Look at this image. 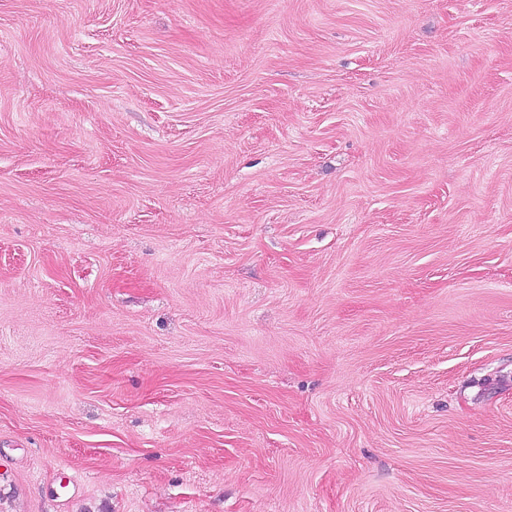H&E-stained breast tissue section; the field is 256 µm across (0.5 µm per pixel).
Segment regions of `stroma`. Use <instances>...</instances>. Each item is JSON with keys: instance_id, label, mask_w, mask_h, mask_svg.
Instances as JSON below:
<instances>
[{"instance_id": "1", "label": "stroma", "mask_w": 512, "mask_h": 512, "mask_svg": "<svg viewBox=\"0 0 512 512\" xmlns=\"http://www.w3.org/2000/svg\"><path fill=\"white\" fill-rule=\"evenodd\" d=\"M0 512H512V0H0Z\"/></svg>"}]
</instances>
